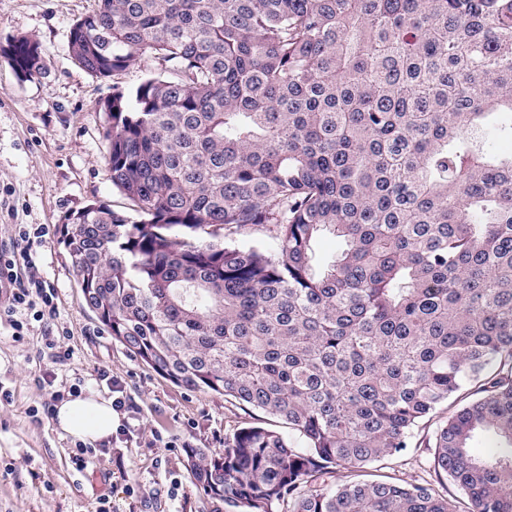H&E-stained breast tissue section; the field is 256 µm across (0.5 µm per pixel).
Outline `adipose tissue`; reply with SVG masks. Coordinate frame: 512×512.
Listing matches in <instances>:
<instances>
[{
    "label": "adipose tissue",
    "mask_w": 512,
    "mask_h": 512,
    "mask_svg": "<svg viewBox=\"0 0 512 512\" xmlns=\"http://www.w3.org/2000/svg\"><path fill=\"white\" fill-rule=\"evenodd\" d=\"M55 418L62 432L86 444L107 440L118 423L111 400L94 392L62 401Z\"/></svg>",
    "instance_id": "1"
}]
</instances>
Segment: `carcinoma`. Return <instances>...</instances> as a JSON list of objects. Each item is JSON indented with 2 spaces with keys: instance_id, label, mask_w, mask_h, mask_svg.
I'll return each mask as SVG.
<instances>
[{
  "instance_id": "cac0c4a2",
  "label": "carcinoma",
  "mask_w": 512,
  "mask_h": 512,
  "mask_svg": "<svg viewBox=\"0 0 512 512\" xmlns=\"http://www.w3.org/2000/svg\"><path fill=\"white\" fill-rule=\"evenodd\" d=\"M70 38L97 78L158 63L106 113L127 206L61 226L86 306L173 384L288 426L186 449L212 512H457L357 479L427 419L471 512H512V0H98Z\"/></svg>"
}]
</instances>
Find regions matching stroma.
Listing matches in <instances>:
<instances>
[{
  "mask_svg": "<svg viewBox=\"0 0 512 512\" xmlns=\"http://www.w3.org/2000/svg\"><path fill=\"white\" fill-rule=\"evenodd\" d=\"M97 0H0V48L17 35L37 41L47 64L45 76L19 82L0 57V242L19 224L60 226L63 216L88 203L122 205L108 165L101 102L113 82L132 87L155 63L137 60L118 79L91 76L71 57L73 23L91 13ZM36 264L57 293L50 323L32 322L22 340L0 327V387L11 392L0 402V512H96L108 499L112 512H211L187 465L186 447L219 449L224 436L267 417L215 393L194 392L163 378L135 358L87 308L59 237L37 249ZM62 336L70 355L52 360L44 330ZM107 370L127 396L124 431L98 443L89 467L70 464L75 446L53 416L33 420L45 400L32 382L44 371L55 390L72 384L111 396L96 379ZM433 423L423 425L400 454L379 464L382 475L429 482L448 497L458 488L438 474L426 442Z\"/></svg>",
  "mask_w": 512,
  "mask_h": 512,
  "instance_id": "obj_1",
  "label": "stroma"
}]
</instances>
